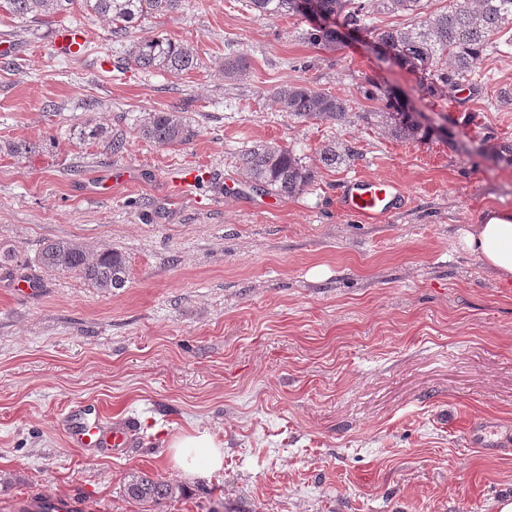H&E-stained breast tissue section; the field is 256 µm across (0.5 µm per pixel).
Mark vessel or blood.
Instances as JSON below:
<instances>
[{
	"label": "vessel or blood",
	"mask_w": 512,
	"mask_h": 512,
	"mask_svg": "<svg viewBox=\"0 0 512 512\" xmlns=\"http://www.w3.org/2000/svg\"><path fill=\"white\" fill-rule=\"evenodd\" d=\"M87 43L83 28L63 25L52 34V46L58 55L80 53ZM408 199L403 185L378 178L357 177L350 180L340 195V207L363 220L381 223L402 209ZM69 447L91 449L101 454H116L131 447L136 428L132 422L111 423L95 406L80 402L63 414Z\"/></svg>",
	"instance_id": "1"
}]
</instances>
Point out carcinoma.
<instances>
[{
    "instance_id": "obj_1",
    "label": "carcinoma",
    "mask_w": 512,
    "mask_h": 512,
    "mask_svg": "<svg viewBox=\"0 0 512 512\" xmlns=\"http://www.w3.org/2000/svg\"><path fill=\"white\" fill-rule=\"evenodd\" d=\"M184 0H0V14L34 23H47L55 15L71 13L75 5L88 16L107 20L112 38L123 42L135 25L153 15L179 12ZM313 14L333 23L314 26L307 40L326 49L336 48V23L358 26L401 53L404 65L428 77L425 89L432 96L454 90L469 82L473 65L490 49L512 45V0H448V9L426 15L424 0H375L376 9L366 8L364 0H312ZM260 15H287L300 12L298 0H248ZM409 13L419 20L409 29H379L375 15L384 12ZM122 65L141 70H161L174 75L195 68L197 58L187 44L160 35L141 38L129 44ZM280 108L301 120L319 119L342 124L353 112L352 101L306 85L283 86L275 93ZM383 116L395 137L426 140L433 129L422 124L410 106L398 96L387 94ZM141 138L161 147L182 145L195 136V130L177 110L148 112L139 125ZM350 149L339 151L326 146L319 161L334 168L350 160ZM239 169L252 188L278 196L302 193L314 179V171L302 163L293 150L280 145L256 144L239 155ZM47 271L72 273L102 292L122 288L129 279V260L118 250L91 251L72 240L46 243L36 257ZM127 495L135 500L159 504L175 494L176 487L136 471L124 482Z\"/></svg>"
}]
</instances>
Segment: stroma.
Instances as JSON below:
<instances>
[{
    "label": "stroma",
    "instance_id": "obj_1",
    "mask_svg": "<svg viewBox=\"0 0 512 512\" xmlns=\"http://www.w3.org/2000/svg\"><path fill=\"white\" fill-rule=\"evenodd\" d=\"M75 22L86 53L54 56V28ZM309 27L185 0L130 33L190 45L196 67L172 75L117 71L123 48L101 19L0 14V246L16 255L0 267V512L49 498L75 512H492L512 498V288L455 245L460 225L512 211L497 154L512 146V46L432 97L365 39L324 49ZM234 56L249 69L228 79ZM371 80L446 133L392 136L382 102L362 96ZM297 84L353 98L354 114L288 116L274 93ZM168 109L193 140L139 138L145 113ZM258 142L292 148L311 186L281 197L244 184L239 156ZM331 143L352 160L324 167ZM356 175L401 183L409 205L378 224L343 213ZM58 239L125 253L126 286L40 269ZM21 280L33 290L17 297ZM76 402L135 421L138 444L112 457L68 447ZM480 423L500 450L467 438ZM195 428L223 441L224 468L190 480L169 446ZM132 471L180 491L133 501Z\"/></svg>",
    "mask_w": 512,
    "mask_h": 512
}]
</instances>
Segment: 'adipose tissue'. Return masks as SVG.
<instances>
[{"instance_id":"1","label":"adipose tissue","mask_w":512,"mask_h":512,"mask_svg":"<svg viewBox=\"0 0 512 512\" xmlns=\"http://www.w3.org/2000/svg\"><path fill=\"white\" fill-rule=\"evenodd\" d=\"M456 240L460 249L477 255L502 286L512 288V212L487 210L480 223L460 226ZM170 450L177 468L189 478L224 467V448L205 429L178 436Z\"/></svg>"}]
</instances>
